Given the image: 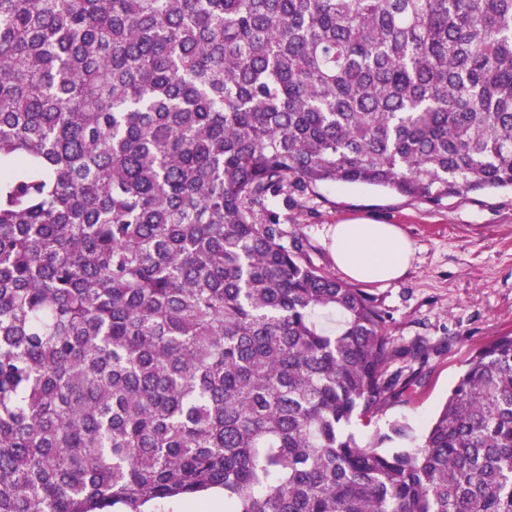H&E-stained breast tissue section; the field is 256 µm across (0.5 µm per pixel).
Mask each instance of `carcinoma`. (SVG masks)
Instances as JSON below:
<instances>
[{
    "label": "carcinoma",
    "instance_id": "carcinoma-1",
    "mask_svg": "<svg viewBox=\"0 0 512 512\" xmlns=\"http://www.w3.org/2000/svg\"><path fill=\"white\" fill-rule=\"evenodd\" d=\"M325 184L512 189V0H0V512H512V332L347 430L426 347L280 227Z\"/></svg>",
    "mask_w": 512,
    "mask_h": 512
}]
</instances>
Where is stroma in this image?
<instances>
[{
  "mask_svg": "<svg viewBox=\"0 0 512 512\" xmlns=\"http://www.w3.org/2000/svg\"><path fill=\"white\" fill-rule=\"evenodd\" d=\"M281 227L303 237L308 259L334 271L329 228L365 218L401 226L413 243L406 276L357 288L385 318L397 345L424 342L421 382L371 422L353 421L361 439L402 420L422 431L479 346L512 331V191L469 193L432 204L359 185L327 184L276 202Z\"/></svg>",
  "mask_w": 512,
  "mask_h": 512,
  "instance_id": "stroma-1",
  "label": "stroma"
}]
</instances>
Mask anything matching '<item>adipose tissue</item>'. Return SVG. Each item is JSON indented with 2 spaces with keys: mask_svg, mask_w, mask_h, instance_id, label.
Instances as JSON below:
<instances>
[{
  "mask_svg": "<svg viewBox=\"0 0 512 512\" xmlns=\"http://www.w3.org/2000/svg\"><path fill=\"white\" fill-rule=\"evenodd\" d=\"M331 249L337 269L364 283L401 278L412 256V244L400 227L374 221L334 225Z\"/></svg>",
  "mask_w": 512,
  "mask_h": 512,
  "instance_id": "1",
  "label": "adipose tissue"
}]
</instances>
